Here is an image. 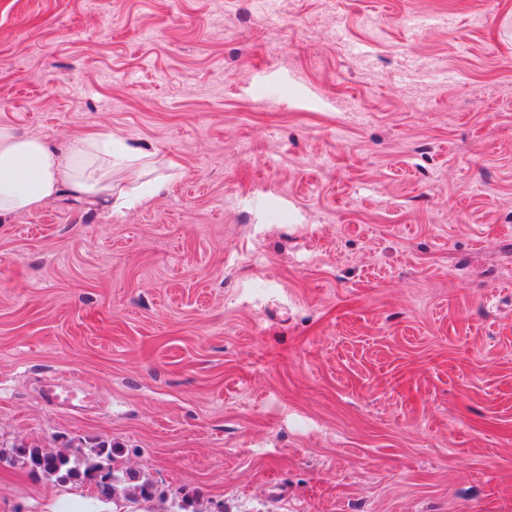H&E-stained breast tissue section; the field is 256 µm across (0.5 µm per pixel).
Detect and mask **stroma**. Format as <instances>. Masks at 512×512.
Listing matches in <instances>:
<instances>
[{
	"label": "stroma",
	"mask_w": 512,
	"mask_h": 512,
	"mask_svg": "<svg viewBox=\"0 0 512 512\" xmlns=\"http://www.w3.org/2000/svg\"><path fill=\"white\" fill-rule=\"evenodd\" d=\"M0 125L171 178L0 223V452L107 441L161 512H512V0H0ZM71 489L0 463V512Z\"/></svg>",
	"instance_id": "obj_1"
}]
</instances>
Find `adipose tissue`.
<instances>
[{
  "mask_svg": "<svg viewBox=\"0 0 512 512\" xmlns=\"http://www.w3.org/2000/svg\"><path fill=\"white\" fill-rule=\"evenodd\" d=\"M144 149L92 131L65 146L0 125V223L56 198L61 192L122 212L164 192L169 179H153L148 192L115 187L112 172L146 159Z\"/></svg>",
  "mask_w": 512,
  "mask_h": 512,
  "instance_id": "adipose-tissue-1",
  "label": "adipose tissue"
}]
</instances>
